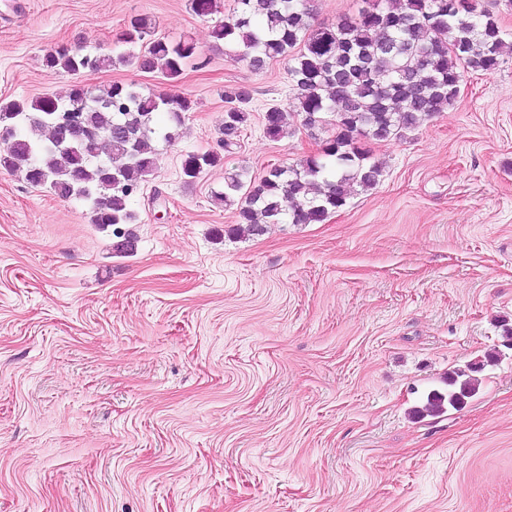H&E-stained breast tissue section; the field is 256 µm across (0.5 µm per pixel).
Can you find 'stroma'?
Instances as JSON below:
<instances>
[{
	"label": "stroma",
	"instance_id": "1",
	"mask_svg": "<svg viewBox=\"0 0 512 512\" xmlns=\"http://www.w3.org/2000/svg\"><path fill=\"white\" fill-rule=\"evenodd\" d=\"M218 5L0 0V106L76 81L193 103L120 229L0 168V512H512V55L370 142L376 188L253 234L214 198L226 172L261 179L327 134L303 127L286 61L256 72L213 41L234 0ZM136 16L191 37L206 66L167 82L43 65L60 45L138 53L121 40ZM239 84L250 119L225 152L224 89ZM208 151L223 164L186 182L184 157ZM470 370L472 397L425 413Z\"/></svg>",
	"mask_w": 512,
	"mask_h": 512
}]
</instances>
